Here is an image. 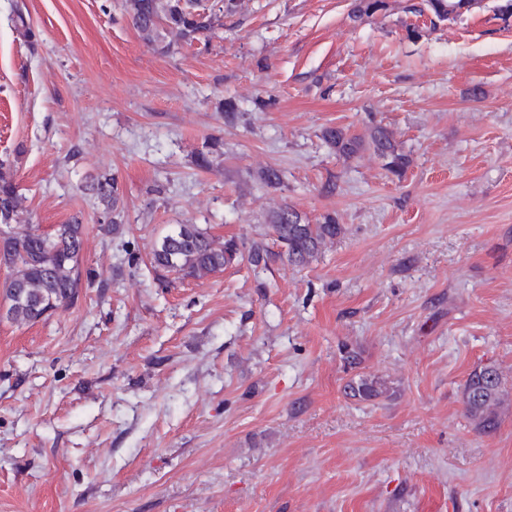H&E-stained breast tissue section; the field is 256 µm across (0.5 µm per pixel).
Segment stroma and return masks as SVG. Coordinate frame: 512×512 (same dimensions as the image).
Returning <instances> with one entry per match:
<instances>
[{"mask_svg":"<svg viewBox=\"0 0 512 512\" xmlns=\"http://www.w3.org/2000/svg\"><path fill=\"white\" fill-rule=\"evenodd\" d=\"M421 2L242 0L163 54L105 0H0V157L26 148L27 222L81 218L89 275L46 320L0 318V512H512V409L485 435L463 402L483 365L512 390V17L480 0L437 23ZM375 125L402 176L320 138ZM211 135L224 163L203 172ZM270 167L284 191L256 181ZM284 203L343 234L304 267L157 286L174 225L247 243ZM362 376L389 394L348 396ZM14 29L19 39L30 51H35L39 43V33L31 23L29 17L22 9H17L14 13ZM224 161V143L220 138L211 137L203 141L201 148L193 153V163L201 170H210ZM92 190L104 206V214L112 232L124 222V210L120 205V189L117 178L110 173L100 174L92 184Z\"/></svg>","mask_w":512,"mask_h":512,"instance_id":"35a3bbf8","label":"stroma"}]
</instances>
